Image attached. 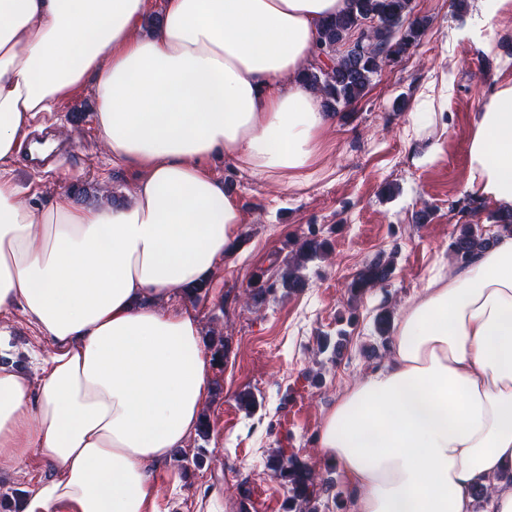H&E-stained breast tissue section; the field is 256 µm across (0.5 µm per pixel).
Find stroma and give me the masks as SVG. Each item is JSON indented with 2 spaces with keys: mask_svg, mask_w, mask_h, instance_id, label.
<instances>
[{
  "mask_svg": "<svg viewBox=\"0 0 512 512\" xmlns=\"http://www.w3.org/2000/svg\"><path fill=\"white\" fill-rule=\"evenodd\" d=\"M482 5L468 0L460 12L454 0H412L414 15L429 21L420 45L399 65L384 67L361 100L334 116L310 183L258 181L229 160H215L243 212L240 242L218 269L221 299L182 302L195 312L204 342L223 338L224 356L209 363L201 406L208 439L190 434L156 469L161 512H204L201 499L211 490L223 497L224 512H287L288 490L269 466L273 451L285 448L315 472L330 470L319 428L345 386L387 359L389 348L374 329L380 307L400 310L434 261L451 262L448 245L460 225L490 229L493 205L473 202L466 191L467 142L493 86L512 80V8L485 28L478 23ZM489 40L496 45L491 53ZM93 107L86 86L44 117L40 137L71 146L73 156L55 166L21 155V184L41 185L47 198L83 189L95 195L105 175L113 199L132 191L131 174L101 151ZM310 235L325 241L326 252L304 269V287L245 297L255 276L278 279ZM386 257L394 268L385 289L351 300V280ZM0 327L10 333L17 367L38 385L39 359L53 353L54 343L34 335L19 311ZM325 340L336 352L321 351ZM245 392L257 401L253 411L238 403ZM185 454L200 455L201 466L181 470L177 461ZM54 474L42 456L30 467L0 459L6 512H22L36 480Z\"/></svg>",
  "mask_w": 512,
  "mask_h": 512,
  "instance_id": "stroma-1",
  "label": "stroma"
}]
</instances>
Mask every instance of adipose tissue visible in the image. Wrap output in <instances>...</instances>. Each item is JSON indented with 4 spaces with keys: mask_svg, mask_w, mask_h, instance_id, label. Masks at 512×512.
<instances>
[{
    "mask_svg": "<svg viewBox=\"0 0 512 512\" xmlns=\"http://www.w3.org/2000/svg\"><path fill=\"white\" fill-rule=\"evenodd\" d=\"M348 0H0V316L55 353L31 386L0 361V457L56 468L24 512H148L155 470L195 430L208 357L182 291L217 278L243 215L215 156L288 185L319 170L326 115L300 72ZM126 201L38 206L14 178L37 121L82 87ZM466 190L512 210V82L468 144ZM466 265L433 262L386 362L328 408L319 446L350 512H512V233Z\"/></svg>",
    "mask_w": 512,
    "mask_h": 512,
    "instance_id": "1",
    "label": "adipose tissue"
}]
</instances>
